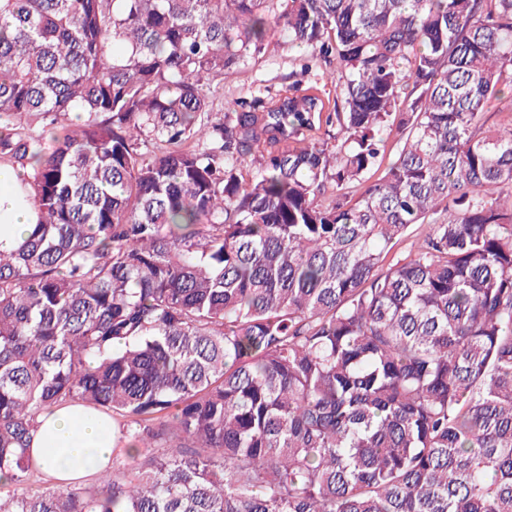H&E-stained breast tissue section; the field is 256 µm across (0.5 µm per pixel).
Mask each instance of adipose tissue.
<instances>
[{
	"label": "adipose tissue",
	"instance_id": "1",
	"mask_svg": "<svg viewBox=\"0 0 512 512\" xmlns=\"http://www.w3.org/2000/svg\"><path fill=\"white\" fill-rule=\"evenodd\" d=\"M37 215L27 200L22 177L0 166V251L17 248ZM31 452L57 482L79 481L112 463L117 432L111 423L78 405H64L41 415Z\"/></svg>",
	"mask_w": 512,
	"mask_h": 512
}]
</instances>
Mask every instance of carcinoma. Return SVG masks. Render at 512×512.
I'll return each instance as SVG.
<instances>
[{
    "label": "carcinoma",
    "mask_w": 512,
    "mask_h": 512,
    "mask_svg": "<svg viewBox=\"0 0 512 512\" xmlns=\"http://www.w3.org/2000/svg\"><path fill=\"white\" fill-rule=\"evenodd\" d=\"M277 32L339 96L213 116ZM506 92L512 0H0V512H512ZM62 404L126 472L18 495ZM22 178L13 168L0 166V251L17 248L37 221Z\"/></svg>",
    "instance_id": "carcinoma-1"
}]
</instances>
